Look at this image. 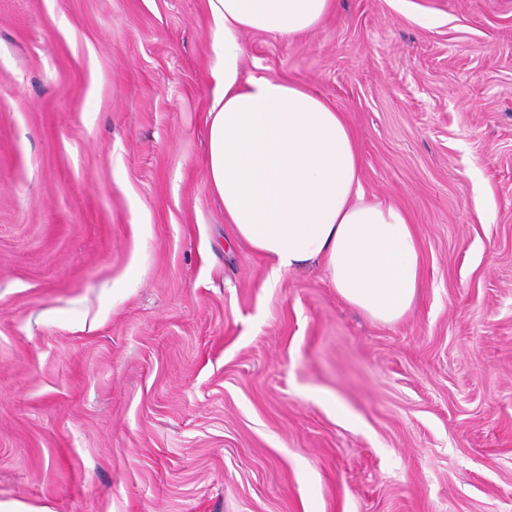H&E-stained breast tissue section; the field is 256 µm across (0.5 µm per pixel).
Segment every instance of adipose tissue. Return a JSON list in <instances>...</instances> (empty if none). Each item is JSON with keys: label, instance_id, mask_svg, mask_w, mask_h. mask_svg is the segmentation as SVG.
Masks as SVG:
<instances>
[{"label": "adipose tissue", "instance_id": "obj_1", "mask_svg": "<svg viewBox=\"0 0 512 512\" xmlns=\"http://www.w3.org/2000/svg\"><path fill=\"white\" fill-rule=\"evenodd\" d=\"M208 4L221 67L207 165L226 223L270 259V282L319 264L344 301L376 321H399L420 283L419 237L400 208L367 199L353 130L295 81L240 75L241 33L302 36L333 11L334 0Z\"/></svg>", "mask_w": 512, "mask_h": 512}]
</instances>
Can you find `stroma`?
<instances>
[{
    "mask_svg": "<svg viewBox=\"0 0 512 512\" xmlns=\"http://www.w3.org/2000/svg\"><path fill=\"white\" fill-rule=\"evenodd\" d=\"M241 39L416 227L412 309L373 321L318 266L268 285L225 223L207 0H0V502L512 512V0Z\"/></svg>",
    "mask_w": 512,
    "mask_h": 512,
    "instance_id": "stroma-1",
    "label": "stroma"
}]
</instances>
